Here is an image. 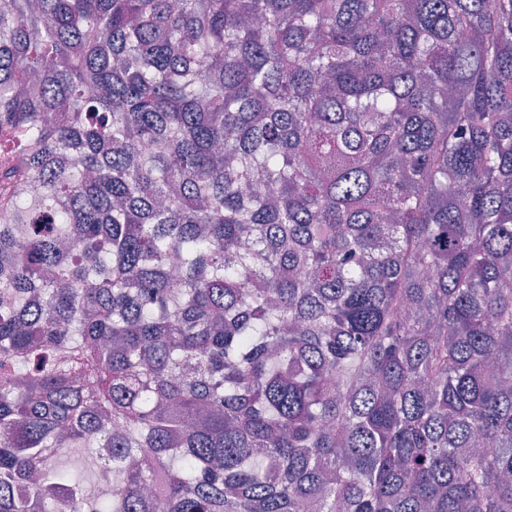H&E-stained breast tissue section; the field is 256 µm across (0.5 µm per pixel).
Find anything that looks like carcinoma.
<instances>
[{
	"label": "carcinoma",
	"instance_id": "carcinoma-1",
	"mask_svg": "<svg viewBox=\"0 0 512 512\" xmlns=\"http://www.w3.org/2000/svg\"><path fill=\"white\" fill-rule=\"evenodd\" d=\"M0 512H512V0H0Z\"/></svg>",
	"mask_w": 512,
	"mask_h": 512
}]
</instances>
